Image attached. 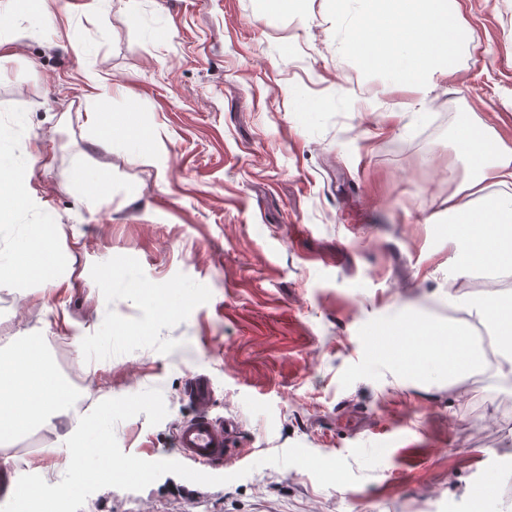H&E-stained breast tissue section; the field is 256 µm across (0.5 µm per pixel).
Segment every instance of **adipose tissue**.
<instances>
[{
  "mask_svg": "<svg viewBox=\"0 0 512 512\" xmlns=\"http://www.w3.org/2000/svg\"><path fill=\"white\" fill-rule=\"evenodd\" d=\"M339 11L347 17L353 48L366 64L422 89L431 83L439 66H451L472 49L467 27L449 0H340ZM455 146L473 171L444 200L439 213L455 246V275L462 279L481 268L512 275V197L487 192L491 186L512 187V146L476 122L460 126ZM0 163L12 171L8 188L15 207L34 205L37 195L30 185L32 174L28 166L17 162L15 144L4 135H0ZM17 255L14 279L27 278L35 267L56 275L59 257L53 225H42ZM448 306L456 316L441 328L428 326L413 311L393 325L395 335L430 339L423 356L399 352L396 360L411 370L439 366L451 385L475 371L490 373L499 384H512V290L493 291L472 301L452 289ZM477 322L490 331V349L475 345L470 338ZM439 332L450 337V345L433 343V335ZM0 348L17 352L27 366L22 374L11 371L0 379V441L26 426L69 419L72 402L39 341L20 344L6 336L0 338Z\"/></svg>",
  "mask_w": 512,
  "mask_h": 512,
  "instance_id": "adipose-tissue-1",
  "label": "adipose tissue"
}]
</instances>
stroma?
<instances>
[{
  "label": "stroma",
  "instance_id": "obj_1",
  "mask_svg": "<svg viewBox=\"0 0 512 512\" xmlns=\"http://www.w3.org/2000/svg\"><path fill=\"white\" fill-rule=\"evenodd\" d=\"M89 2L0 0V132L40 196L0 206V252L52 224L64 259L61 276L0 286V336L40 339L78 401L159 388L161 423L115 427L146 461L171 459L195 412L188 376L207 374L211 417L236 422L256 468L106 487L81 512H502L512 389L400 368L382 334L411 309L448 318L453 247L431 218L470 175L454 156L463 122L512 144V0H456L473 50L423 95L353 52L334 0L273 19L257 0ZM93 69L112 81L96 129ZM80 168L110 195L92 197ZM296 443L347 458L360 483L343 493L263 464ZM18 448L45 450L42 476L59 481L69 451L51 426L0 462L20 466Z\"/></svg>",
  "mask_w": 512,
  "mask_h": 512
}]
</instances>
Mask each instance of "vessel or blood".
<instances>
[{"label": "vessel or blood", "mask_w": 512, "mask_h": 512, "mask_svg": "<svg viewBox=\"0 0 512 512\" xmlns=\"http://www.w3.org/2000/svg\"><path fill=\"white\" fill-rule=\"evenodd\" d=\"M189 397L196 407V413L184 421L175 433L177 453L180 459L206 468L223 466L224 462L236 456L232 446L234 426L211 417L214 392L206 375H191Z\"/></svg>", "instance_id": "b4317fda"}]
</instances>
